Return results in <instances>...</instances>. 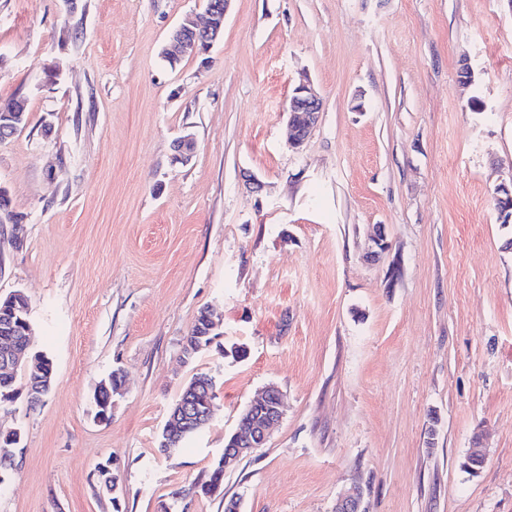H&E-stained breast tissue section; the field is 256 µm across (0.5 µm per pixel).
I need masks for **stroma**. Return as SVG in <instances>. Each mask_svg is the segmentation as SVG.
<instances>
[{
    "mask_svg": "<svg viewBox=\"0 0 512 512\" xmlns=\"http://www.w3.org/2000/svg\"><path fill=\"white\" fill-rule=\"evenodd\" d=\"M202 13L0 0V102L29 112L0 143L24 226L16 245L0 224V294L28 297L55 369L37 410H0L21 434L0 512H224L227 495L334 512L352 491L365 512H512V223L494 203L512 182V0H231L208 63L169 64L171 31ZM303 79L323 110L295 149ZM206 308L220 336L183 362ZM198 373L214 418L162 453ZM270 385L284 414L267 443L223 494L188 496ZM123 379H124V376L119 371L115 370V371H112L108 375L107 379H104L100 382V384L95 392V395H94L95 403L97 406V414H96L97 417H99L101 414L104 413V410L106 407H107V409H109L108 416H109V413L111 410V405H109V404H110V402H112V400L110 401V395H109L108 391L104 388V387H106V383L109 386L111 392L114 394V393H117L116 392L117 389L122 386ZM102 382H104L103 383L104 387L100 388ZM109 417L104 420H108Z\"/></svg>",
    "mask_w": 512,
    "mask_h": 512,
    "instance_id": "obj_1",
    "label": "stroma"
}]
</instances>
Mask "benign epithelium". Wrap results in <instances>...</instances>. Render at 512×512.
Segmentation results:
<instances>
[{
  "label": "benign epithelium",
  "mask_w": 512,
  "mask_h": 512,
  "mask_svg": "<svg viewBox=\"0 0 512 512\" xmlns=\"http://www.w3.org/2000/svg\"><path fill=\"white\" fill-rule=\"evenodd\" d=\"M229 2L230 0H204V21L200 22L191 16L184 18L176 27V33L169 36L165 47L167 56L182 58L201 57L207 54V49L211 48L224 33V19ZM25 106L26 99L22 98L14 111L1 113L0 126L15 131L22 129ZM322 108V99L309 83L303 81L293 88L288 104L290 144L293 148L298 149L304 144L317 124ZM194 148L195 141L191 136L179 138L175 143V161H189ZM29 317V308L21 304L19 293L0 296V369L7 371L11 368H20L27 377L43 374L41 359L25 357L32 336ZM266 392L268 396L261 416L254 414L253 403L245 409L247 419L237 435L247 447L225 449L224 468L228 469L235 465L245 452L264 445L280 422L283 415L281 393L273 385L268 386ZM202 394V383L199 381L185 389L184 400L176 406L169 417V428L178 429L186 421H197L204 426L212 419L213 412L204 414L193 405L194 399Z\"/></svg>",
  "instance_id": "7a95c632"
}]
</instances>
